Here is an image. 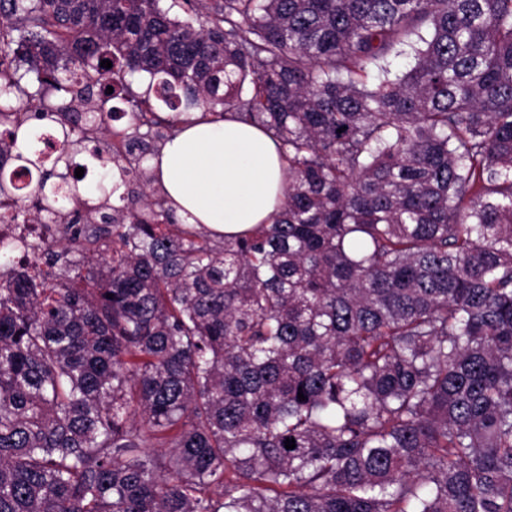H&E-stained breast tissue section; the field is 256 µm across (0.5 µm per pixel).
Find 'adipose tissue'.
<instances>
[{
	"instance_id": "ef3b65f1",
	"label": "adipose tissue",
	"mask_w": 512,
	"mask_h": 512,
	"mask_svg": "<svg viewBox=\"0 0 512 512\" xmlns=\"http://www.w3.org/2000/svg\"><path fill=\"white\" fill-rule=\"evenodd\" d=\"M177 213L236 235L269 223L284 197L285 163L272 135L234 117L181 127L152 160Z\"/></svg>"
}]
</instances>
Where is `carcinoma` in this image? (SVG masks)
<instances>
[{
	"instance_id": "obj_1",
	"label": "carcinoma",
	"mask_w": 512,
	"mask_h": 512,
	"mask_svg": "<svg viewBox=\"0 0 512 512\" xmlns=\"http://www.w3.org/2000/svg\"><path fill=\"white\" fill-rule=\"evenodd\" d=\"M228 114L232 236L148 165ZM0 129V512H512V0H0ZM150 165L176 203L208 231L236 235L270 224L284 197L285 163L266 130L228 116L181 126Z\"/></svg>"
}]
</instances>
